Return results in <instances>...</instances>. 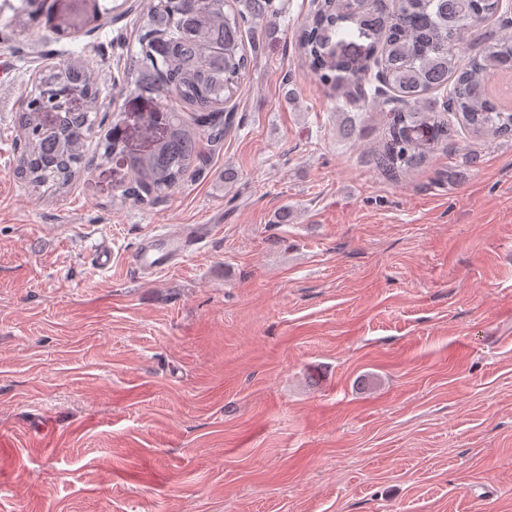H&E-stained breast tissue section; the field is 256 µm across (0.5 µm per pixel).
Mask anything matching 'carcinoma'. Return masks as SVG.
Wrapping results in <instances>:
<instances>
[{
  "mask_svg": "<svg viewBox=\"0 0 512 512\" xmlns=\"http://www.w3.org/2000/svg\"><path fill=\"white\" fill-rule=\"evenodd\" d=\"M34 0H22L15 14L23 36L35 40ZM270 0H148L139 20L136 66L123 88L165 104L179 101L191 114L163 113L165 134L145 155L125 151L119 127L98 143L100 162L121 156L129 183L114 200L151 204L172 194L203 156L205 136L222 131L228 103L243 91L252 59L244 44L248 20L267 18ZM500 10V0H318L298 37L311 75L336 94L370 100L388 108V132L373 153L376 169L388 179L407 176L448 140L464 132L475 141L512 137V110L488 91L492 73H512V37H485L483 23ZM480 48L467 57L464 45ZM387 85L389 99L366 85L372 74ZM64 85L54 95L55 124L41 127L34 101L44 93L36 84L22 99L19 126L25 150L17 177L33 186L67 188L90 173L85 162L91 116L102 89L87 60H72L50 70ZM446 93L443 106L430 94ZM84 111L63 112L70 95Z\"/></svg>",
  "mask_w": 512,
  "mask_h": 512,
  "instance_id": "1",
  "label": "carcinoma"
}]
</instances>
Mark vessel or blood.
Wrapping results in <instances>:
<instances>
[{"label":"vessel or blood","mask_w":512,"mask_h":512,"mask_svg":"<svg viewBox=\"0 0 512 512\" xmlns=\"http://www.w3.org/2000/svg\"><path fill=\"white\" fill-rule=\"evenodd\" d=\"M206 224H184L171 233H161L147 242L132 258V265L141 279L171 269L195 244L209 234Z\"/></svg>","instance_id":"b4317fda"}]
</instances>
